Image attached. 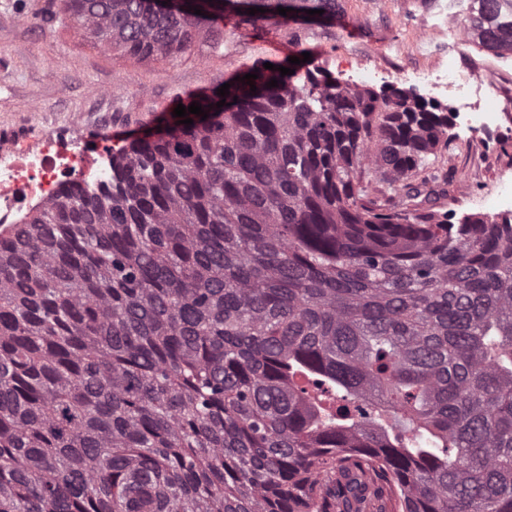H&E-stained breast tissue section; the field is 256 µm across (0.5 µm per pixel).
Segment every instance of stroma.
<instances>
[{"label": "stroma", "instance_id": "stroma-1", "mask_svg": "<svg viewBox=\"0 0 512 512\" xmlns=\"http://www.w3.org/2000/svg\"><path fill=\"white\" fill-rule=\"evenodd\" d=\"M440 15L433 0H337L336 18L305 24L236 13L216 21L215 36L196 40L176 59L139 62L91 46L76 33L58 0H0V142L25 136L112 138L128 144L179 100L224 81L240 66L269 62L264 45L276 39L308 52L314 66L336 73L340 57L381 65L404 87L405 73L426 65L415 45L421 34L443 36L465 64L498 67L502 109L497 129L453 137L437 164L448 176V212L500 220L499 211L475 205L512 175V59L449 35L456 4Z\"/></svg>", "mask_w": 512, "mask_h": 512}]
</instances>
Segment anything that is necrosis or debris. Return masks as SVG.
I'll list each match as a JSON object with an SVG mask.
<instances>
[{
    "label": "necrosis or debris",
    "mask_w": 512,
    "mask_h": 512,
    "mask_svg": "<svg viewBox=\"0 0 512 512\" xmlns=\"http://www.w3.org/2000/svg\"><path fill=\"white\" fill-rule=\"evenodd\" d=\"M406 79L427 99L452 100L454 121L463 134L494 128L499 89L486 71L439 53L431 65L412 70ZM112 153L111 144L91 149L76 135L21 139L0 147V228L23 223L32 209L52 202L65 185L107 182Z\"/></svg>",
    "instance_id": "necrosis-or-debris-1"
}]
</instances>
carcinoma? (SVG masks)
I'll return each instance as SVG.
<instances>
[{"label":"carcinoma","instance_id":"carcinoma-1","mask_svg":"<svg viewBox=\"0 0 512 512\" xmlns=\"http://www.w3.org/2000/svg\"><path fill=\"white\" fill-rule=\"evenodd\" d=\"M60 4L137 61L228 12L336 18ZM476 4L469 41L512 53V0ZM229 84L0 235V512H512V219L418 179L448 114L309 62Z\"/></svg>","mask_w":512,"mask_h":512}]
</instances>
